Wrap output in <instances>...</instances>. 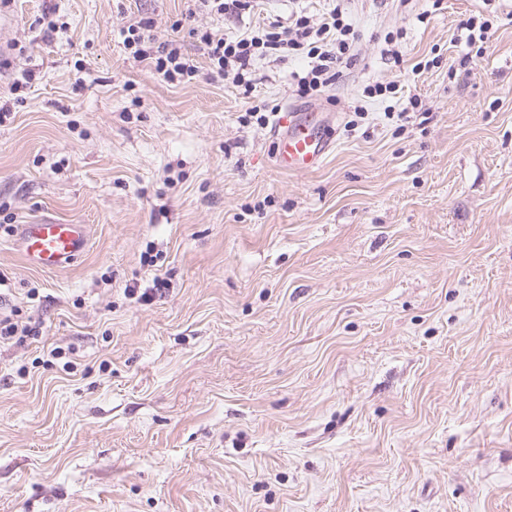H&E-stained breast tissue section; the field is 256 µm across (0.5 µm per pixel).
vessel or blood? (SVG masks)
Returning <instances> with one entry per match:
<instances>
[{
	"label": "vessel or blood",
	"instance_id": "1",
	"mask_svg": "<svg viewBox=\"0 0 512 512\" xmlns=\"http://www.w3.org/2000/svg\"><path fill=\"white\" fill-rule=\"evenodd\" d=\"M280 123L284 131L277 142V167L290 173L318 168L331 148L324 121L318 115L289 109ZM21 239L27 262L42 269H56L81 254L88 232L82 224H25Z\"/></svg>",
	"mask_w": 512,
	"mask_h": 512
}]
</instances>
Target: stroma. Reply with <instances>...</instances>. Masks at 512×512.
<instances>
[{
    "mask_svg": "<svg viewBox=\"0 0 512 512\" xmlns=\"http://www.w3.org/2000/svg\"><path fill=\"white\" fill-rule=\"evenodd\" d=\"M186 7L0 6V318L29 329L0 341V512H512V0H347L357 61L315 101L296 58L247 96L129 56L123 26L166 37ZM378 82L420 97L404 125ZM260 103L330 113L320 168L276 166ZM35 221L86 225L85 251L29 265ZM489 20L479 15L470 16L467 20H462L457 26L456 34L452 41L464 43L467 47L474 45L477 41L485 43L490 38L491 25Z\"/></svg>",
    "mask_w": 512,
    "mask_h": 512,
    "instance_id": "35a3bbf8",
    "label": "stroma"
}]
</instances>
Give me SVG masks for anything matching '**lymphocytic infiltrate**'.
Listing matches in <instances>:
<instances>
[{
    "label": "lymphocytic infiltrate",
    "mask_w": 512,
    "mask_h": 512,
    "mask_svg": "<svg viewBox=\"0 0 512 512\" xmlns=\"http://www.w3.org/2000/svg\"><path fill=\"white\" fill-rule=\"evenodd\" d=\"M254 7L255 0H190L185 15L190 22L188 34L199 43L211 73L232 76L245 93H252L253 67L261 62L306 59V69L296 78V94L301 98L325 92L354 64L358 34L342 0L317 22L299 11L291 13L287 21L258 24L233 36L192 24L199 13L239 17ZM121 35L130 56L147 63L166 82H188L196 77L198 68L184 54L180 40L158 37L153 18L143 17L123 26Z\"/></svg>",
    "instance_id": "f902f5d3"
}]
</instances>
